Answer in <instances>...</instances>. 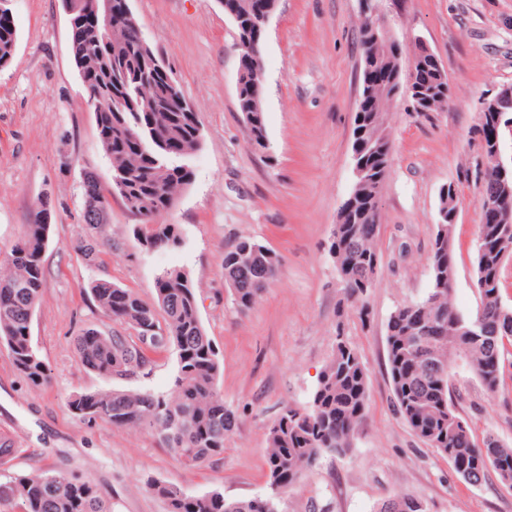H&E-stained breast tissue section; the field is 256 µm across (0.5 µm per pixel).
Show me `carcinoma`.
<instances>
[{
    "label": "carcinoma",
    "mask_w": 512,
    "mask_h": 512,
    "mask_svg": "<svg viewBox=\"0 0 512 512\" xmlns=\"http://www.w3.org/2000/svg\"><path fill=\"white\" fill-rule=\"evenodd\" d=\"M69 2L74 10L71 57L84 93L93 95L102 106L96 113L98 136L113 177L121 182L110 191L95 173H84L83 184L94 187V192L82 193L84 223H110V196L116 194L126 210L139 218L137 235L145 250L178 248L182 243L179 226L164 224L161 217L191 183L189 160L201 145L198 116L169 75L160 53L138 36L132 24L122 20L111 30L99 32L83 24L97 0ZM359 32L363 62L389 71L390 79L372 90L378 111L355 117L352 151L366 159L367 171L339 207L330 254L346 295L362 303L379 269L380 197L391 154L390 139H382L387 131L385 112L402 90L411 87L420 90L423 111L442 109L448 104V74L433 53L417 49L406 67L402 59L386 54L373 42L365 24L359 25ZM17 41L16 26L0 23L1 68L13 60ZM263 100V87L248 81L237 90L250 142L259 151L267 149ZM485 158L481 196L503 200L506 210L512 192L504 193L496 156L488 153ZM439 210L448 214V222L436 225L428 257L432 288L423 300L397 308L387 323L394 407L414 434L447 458L463 480L478 485L492 470L512 486V446L492 434L475 439L454 404L451 364L443 363L451 353L469 359L486 389L497 391L509 354L507 346H512V305L501 296L503 269L512 259V236L504 237L503 225L481 216L476 280L481 304L475 312L463 314L450 302L455 189L440 193ZM49 217L44 204L23 225L19 238L0 249V347L33 386L50 380L49 366L31 336L32 317L44 285ZM281 265L277 252L250 237L224 249V280L239 310L256 304ZM90 292L101 317L135 335L87 329L75 343L82 366L123 380L145 373L154 363V354L172 348L177 375L169 394L122 388L88 391L70 398L71 411L115 428L151 432L188 468H200L224 454L236 419L217 387L224 363L203 326L195 288L186 273L162 271L154 282L152 303L105 280L92 282ZM369 381L361 356L343 336H336L332 358L321 371L308 404L284 407L267 427V496L261 501L227 499L220 489L192 495L159 479L147 481L145 490L164 503L166 512H280L283 494L304 470L316 467L327 454H348L368 412ZM2 503L16 506L18 512H110L98 485L66 467L1 479ZM378 512L427 509L417 499L394 496Z\"/></svg>",
    "instance_id": "1"
}]
</instances>
